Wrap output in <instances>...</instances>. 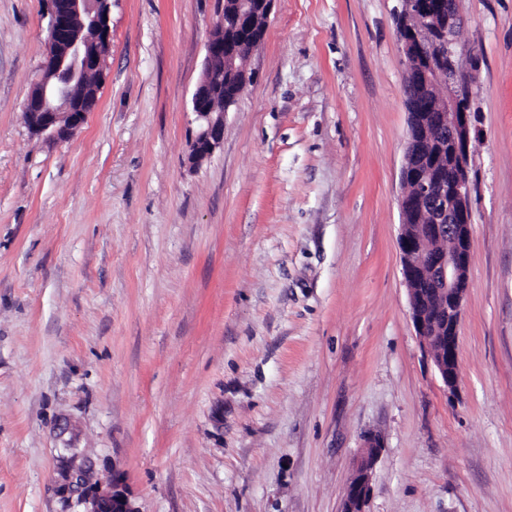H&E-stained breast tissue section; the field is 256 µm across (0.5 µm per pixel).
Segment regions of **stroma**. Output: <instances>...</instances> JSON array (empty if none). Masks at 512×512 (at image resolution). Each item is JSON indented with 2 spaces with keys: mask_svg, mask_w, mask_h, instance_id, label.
Listing matches in <instances>:
<instances>
[{
  "mask_svg": "<svg viewBox=\"0 0 512 512\" xmlns=\"http://www.w3.org/2000/svg\"><path fill=\"white\" fill-rule=\"evenodd\" d=\"M397 0H275L224 143L189 158L216 0H111L98 104L33 136L45 0H0V512H512V0L478 55L469 291L448 394L400 260ZM367 451L358 464L347 486L340 512H366L365 507L371 491V474L381 448L377 435L366 437ZM85 512H138L134 507L119 474L112 473V483L97 489L90 499Z\"/></svg>",
  "mask_w": 512,
  "mask_h": 512,
  "instance_id": "obj_1",
  "label": "stroma"
}]
</instances>
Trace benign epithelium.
Segmentation results:
<instances>
[{"mask_svg":"<svg viewBox=\"0 0 512 512\" xmlns=\"http://www.w3.org/2000/svg\"><path fill=\"white\" fill-rule=\"evenodd\" d=\"M274 0H217L203 77L192 99L195 130L190 157L199 163L224 140V74L235 68L234 54L224 53V8L241 18L266 16ZM396 31L406 76L427 88L442 76L447 82L433 97L430 112L409 113L417 138H408L401 169L399 201L400 259L408 289L411 319L448 393L459 381V327L465 310L472 262V209L469 184L471 103L478 58L458 37L459 0H448V12L435 0H399ZM46 61L24 105L31 133L53 140L72 137L97 105L84 79L103 73L110 49V0H49ZM434 205V223H408L413 212ZM367 451L347 486L341 512H366L371 474L381 448L376 435L366 437ZM86 512H137L119 474L96 490Z\"/></svg>","mask_w":512,"mask_h":512,"instance_id":"7a95c632","label":"benign epithelium"}]
</instances>
